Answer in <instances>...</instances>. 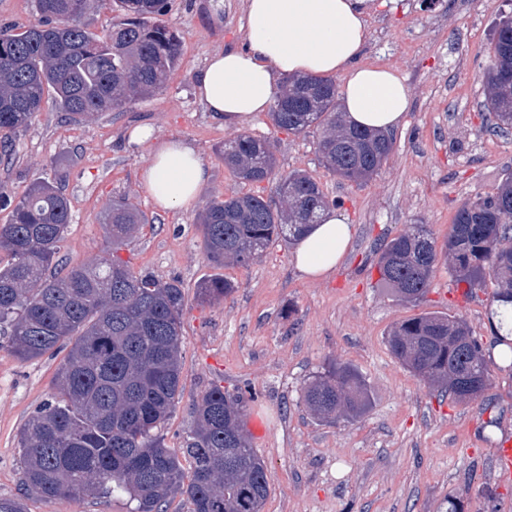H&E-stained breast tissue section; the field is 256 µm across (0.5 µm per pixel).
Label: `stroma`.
Listing matches in <instances>:
<instances>
[{"label": "stroma", "mask_w": 512, "mask_h": 512, "mask_svg": "<svg viewBox=\"0 0 512 512\" xmlns=\"http://www.w3.org/2000/svg\"><path fill=\"white\" fill-rule=\"evenodd\" d=\"M512 0H369L363 64L403 77L409 112L393 131V151L380 173L356 186L323 166L317 132L274 131L268 114L246 130L274 142L280 171L303 170L339 200L351 241L334 272L311 280L295 268L291 245H270L246 266L223 274L237 285L226 300L203 304L196 285L213 269L201 250L197 217L213 195L244 191L270 197L271 184H240L218 148L234 127L211 118L194 79L214 51L243 47L244 0H170L168 24L182 40L177 67L162 91L122 112L84 124L66 121L45 102L13 137L0 186L22 195L38 179H59L72 222L60 256L70 265L107 247L104 210L127 199L153 216L122 256L135 271L185 286L183 391L160 432L178 449L193 426L192 405L212 385L242 391L248 415L267 433L253 447L266 466L269 496L262 512H512V486H501L492 450L512 441V370L494 368L485 398L458 402L409 372L386 339L400 321L423 312L463 318L491 342L487 293L458 297L447 265L434 272L425 299L397 301L379 284L380 246L412 224L444 239L465 202L495 191L512 175V132L496 133L483 107V68L498 22ZM148 126L154 141L195 145L209 180L194 205L165 211L141 175L154 142H131ZM350 366L370 404L355 419L328 423L303 402V388L328 363ZM59 357L21 362L0 350V496H17L22 470L16 434L50 397ZM127 496L53 500L32 497L27 512H130Z\"/></svg>", "instance_id": "stroma-1"}]
</instances>
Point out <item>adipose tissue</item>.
<instances>
[{
    "label": "adipose tissue",
    "mask_w": 512,
    "mask_h": 512,
    "mask_svg": "<svg viewBox=\"0 0 512 512\" xmlns=\"http://www.w3.org/2000/svg\"><path fill=\"white\" fill-rule=\"evenodd\" d=\"M366 0H244L243 48L210 54L195 88L216 121L245 126L269 111L281 79L342 74L349 124L390 132L410 108L392 69L360 64L368 32ZM208 180L199 151L180 139L158 144L142 182L153 202L170 210L194 203ZM350 227L336 211L300 239L295 265L307 277L331 273L345 254Z\"/></svg>",
    "instance_id": "ef3b65f1"
}]
</instances>
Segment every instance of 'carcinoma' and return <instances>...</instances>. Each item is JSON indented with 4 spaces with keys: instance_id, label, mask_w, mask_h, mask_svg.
Segmentation results:
<instances>
[{
    "instance_id": "carcinoma-1",
    "label": "carcinoma",
    "mask_w": 512,
    "mask_h": 512,
    "mask_svg": "<svg viewBox=\"0 0 512 512\" xmlns=\"http://www.w3.org/2000/svg\"><path fill=\"white\" fill-rule=\"evenodd\" d=\"M98 0H36L38 23L0 26V163L11 159L12 134L28 127L46 97L76 122L122 111L161 91L178 64L181 37L165 21L168 0H108L123 20L106 34L84 17ZM485 105L502 131L512 128V29L491 42L484 71ZM336 82L289 79L269 118L277 131L319 132L324 166L342 181L361 184L377 174L393 139L347 124L337 111ZM224 166L242 183L272 184L274 196L210 197L198 216L202 247L218 272L197 285L201 302L230 296L236 284L219 273L247 266L274 240L296 242L336 202L307 172L276 168L274 144L239 132L219 147ZM0 224V349L28 361L72 343L56 373L51 398L18 435L20 495L0 498V512H24L28 496L45 499L123 494L134 512H167L185 496L192 512H262L269 494L265 461L244 424L243 393L214 386L193 404V428L183 448L166 446L158 428L182 392V315L185 293L175 280L133 270L118 255L153 220L126 199L112 200L105 227L112 251L88 263L60 261L72 223L70 204L55 181L38 179L13 199ZM445 263L465 295L492 285L493 344L512 355V176L457 210L448 237L426 224L388 240L378 259L380 281L395 298L416 303L436 267ZM392 354L414 375L459 402L483 397L492 370L480 340L461 318L425 312L388 334ZM304 402L318 419L357 418L369 405L356 371L329 365L305 386ZM189 462L183 471L180 459Z\"/></svg>"
}]
</instances>
